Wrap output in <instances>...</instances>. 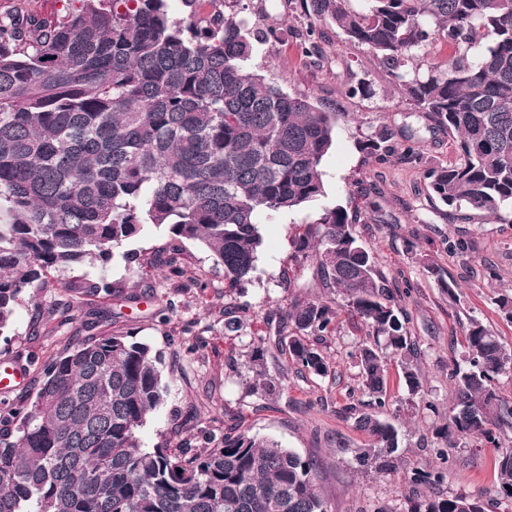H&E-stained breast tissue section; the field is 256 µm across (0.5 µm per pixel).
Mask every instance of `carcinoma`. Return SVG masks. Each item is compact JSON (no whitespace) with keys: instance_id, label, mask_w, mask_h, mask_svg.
<instances>
[{"instance_id":"1","label":"carcinoma","mask_w":512,"mask_h":512,"mask_svg":"<svg viewBox=\"0 0 512 512\" xmlns=\"http://www.w3.org/2000/svg\"><path fill=\"white\" fill-rule=\"evenodd\" d=\"M49 17L0 13V332L50 269L107 261L146 224L162 227L153 256L174 274L187 243L224 268L231 293L251 282L263 245L259 218L325 194L321 164L334 144L336 113L285 91L248 67L253 33L218 11L169 17L166 0H64ZM301 0L300 37L312 56L330 22L377 61L397 65L433 42L476 45L477 58L450 55L424 78L403 83L405 98L453 138L458 161L429 170V189L458 219L479 211L512 224V0ZM385 128L361 143L367 157L394 152ZM342 205L326 207L291 240L294 257L339 291L372 340L348 352L368 406L385 410L388 362L403 364L411 397L423 390L402 293L390 287L359 241ZM425 269L456 299L457 284L432 260ZM275 335L261 339L248 367L271 394L268 353L288 354L310 374L332 373L317 344L336 329L324 300L273 311ZM466 366H448L453 399L436 433L439 451L471 436L496 441L512 426V405L496 381L512 372V351L469 319ZM34 396L0 403V512H328L312 461L234 425L199 430L203 445L141 446L139 432L165 404L162 356L131 335L96 333L45 363ZM355 425L374 440L358 454L380 467V448H400L399 426L368 413ZM500 496L512 501V454L499 462ZM442 468L411 471L415 485L442 482ZM407 512H489L466 494L425 497Z\"/></svg>"}]
</instances>
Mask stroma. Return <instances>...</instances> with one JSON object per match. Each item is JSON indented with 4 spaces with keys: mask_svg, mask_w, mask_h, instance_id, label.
<instances>
[{
    "mask_svg": "<svg viewBox=\"0 0 512 512\" xmlns=\"http://www.w3.org/2000/svg\"><path fill=\"white\" fill-rule=\"evenodd\" d=\"M242 2V16L256 35L250 67L270 72L288 93L311 96L323 110L339 115L335 144L322 162L324 196L298 210L261 217L264 247L257 276L229 297L222 267L193 244L180 256L183 272L177 276L164 267L127 264L118 255L104 264L50 272L36 304L16 305L10 329L0 335V370L19 363L34 375L86 336L88 314L97 312L106 317L103 330L134 333L164 360L166 401L141 429L142 447L175 446L195 439L200 427L237 424L312 458L329 512H406L413 499L457 493L497 502L498 464L512 453V428L498 430L494 446L478 438L462 441L451 449L449 463L436 456L444 441L435 428L452 398L448 367L465 360L468 319H478L512 349V318L499 306L502 297L512 298V224L477 211L471 220L459 222L451 208L429 197L426 171L454 162L457 155L451 137L412 109L400 86L401 77L425 76L431 63L451 54V47L440 42L421 46L392 73L366 47L328 26L319 56L308 57L298 38L305 22L299 0ZM353 86L358 94H350ZM385 127L392 129L396 147L414 143L418 158L396 156L384 164L368 160L361 141ZM338 204L355 217L358 235L390 284L411 290L405 302L408 331L418 348L415 365L424 383L422 394L410 397L399 363L390 365V406L383 416L399 425L401 444L394 466L372 471L355 460L371 439L344 412L348 405L361 408L367 402L358 369L347 357L367 329L343 312L336 289L302 290L312 269L291 258L290 237L299 225L313 223L325 207ZM459 241L464 249H456ZM412 242L417 245L413 251L408 248ZM425 253L455 280L456 300H449L424 270ZM72 280L119 282L126 294L150 283L172 307L162 311L147 299L130 303L102 292L78 295L64 288ZM311 296L341 310L335 332L321 344L334 375L300 373L287 355L274 351L265 368L280 390L268 395L255 389L245 362L253 346L269 335L268 312L288 310ZM67 300L71 309L58 313V303ZM230 304L241 323L235 332L224 329V308ZM192 342L198 345L193 352L187 349ZM233 359L239 364L235 371L229 367ZM439 465L447 469L442 483L430 488L410 484L412 469Z\"/></svg>",
    "mask_w": 512,
    "mask_h": 512,
    "instance_id": "35a3bbf8",
    "label": "stroma"
}]
</instances>
